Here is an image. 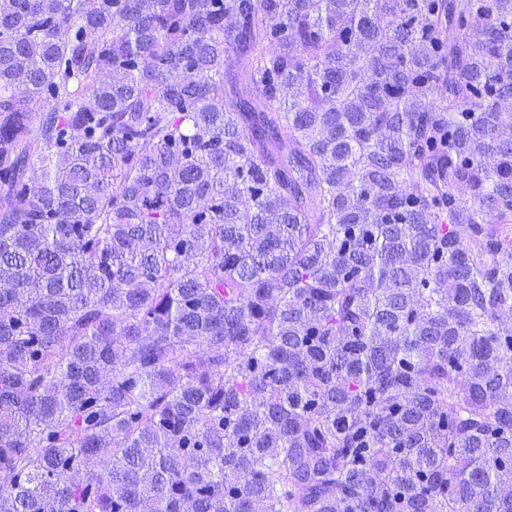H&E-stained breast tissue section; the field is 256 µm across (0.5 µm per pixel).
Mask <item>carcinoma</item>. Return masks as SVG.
Wrapping results in <instances>:
<instances>
[{
  "instance_id": "1",
  "label": "carcinoma",
  "mask_w": 512,
  "mask_h": 512,
  "mask_svg": "<svg viewBox=\"0 0 512 512\" xmlns=\"http://www.w3.org/2000/svg\"><path fill=\"white\" fill-rule=\"evenodd\" d=\"M509 311L512 0H0V512H512Z\"/></svg>"
}]
</instances>
